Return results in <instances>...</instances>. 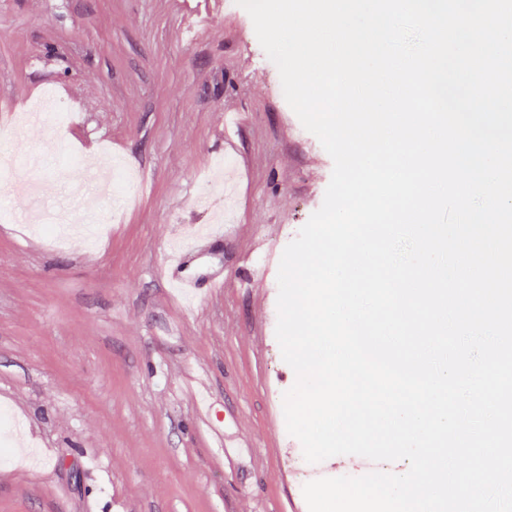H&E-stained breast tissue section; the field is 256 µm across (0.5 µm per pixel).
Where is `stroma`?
<instances>
[{
    "instance_id": "obj_1",
    "label": "stroma",
    "mask_w": 512,
    "mask_h": 512,
    "mask_svg": "<svg viewBox=\"0 0 512 512\" xmlns=\"http://www.w3.org/2000/svg\"><path fill=\"white\" fill-rule=\"evenodd\" d=\"M236 0H0V129L44 90L73 122L28 133L45 202L76 167L111 156L136 175L101 199L87 238L54 244L0 193V411L18 450L0 460V512H292L315 480L286 429L296 381L275 336L285 247L324 200L333 160L280 93ZM232 138L230 223L204 247L224 292L190 303L161 266L181 225L205 223L211 165ZM268 241L251 268L239 258ZM250 252V251H249ZM237 421L231 457L198 418L197 379Z\"/></svg>"
}]
</instances>
